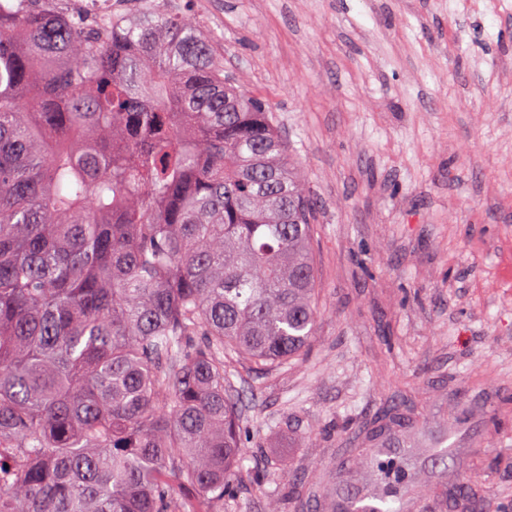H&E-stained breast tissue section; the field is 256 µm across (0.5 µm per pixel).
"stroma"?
Segmentation results:
<instances>
[{
    "label": "stroma",
    "instance_id": "1",
    "mask_svg": "<svg viewBox=\"0 0 512 512\" xmlns=\"http://www.w3.org/2000/svg\"><path fill=\"white\" fill-rule=\"evenodd\" d=\"M269 104L314 202L319 320L288 365L230 361L224 512H336L379 451L403 512H512V0H172ZM455 446L432 455L449 429Z\"/></svg>",
    "mask_w": 512,
    "mask_h": 512
}]
</instances>
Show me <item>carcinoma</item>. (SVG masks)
I'll use <instances>...</instances> for the list:
<instances>
[{
  "label": "carcinoma",
  "mask_w": 512,
  "mask_h": 512,
  "mask_svg": "<svg viewBox=\"0 0 512 512\" xmlns=\"http://www.w3.org/2000/svg\"><path fill=\"white\" fill-rule=\"evenodd\" d=\"M312 216L189 15L0 0V512H223L224 358L308 347Z\"/></svg>",
  "instance_id": "carcinoma-1"
}]
</instances>
